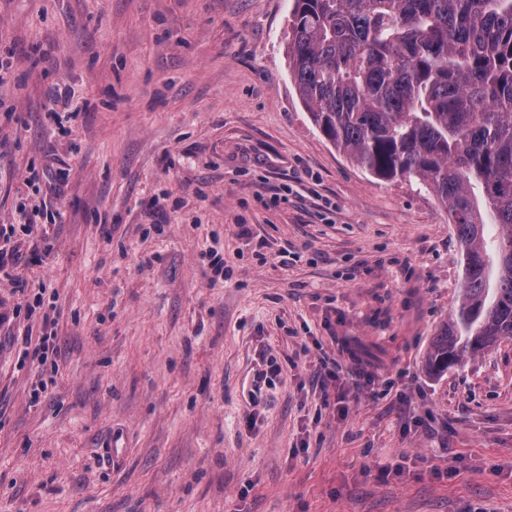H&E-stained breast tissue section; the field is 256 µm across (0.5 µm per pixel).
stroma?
<instances>
[{
	"instance_id": "obj_1",
	"label": "stroma",
	"mask_w": 512,
	"mask_h": 512,
	"mask_svg": "<svg viewBox=\"0 0 512 512\" xmlns=\"http://www.w3.org/2000/svg\"><path fill=\"white\" fill-rule=\"evenodd\" d=\"M292 8L0 0V225L57 363L0 324V512H512V339L425 371L448 209L316 129Z\"/></svg>"
}]
</instances>
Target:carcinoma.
I'll use <instances>...</instances> for the list:
<instances>
[{"label":"carcinoma","mask_w":512,"mask_h":512,"mask_svg":"<svg viewBox=\"0 0 512 512\" xmlns=\"http://www.w3.org/2000/svg\"><path fill=\"white\" fill-rule=\"evenodd\" d=\"M288 59L334 146L450 212L459 303L426 371L512 338V0H294Z\"/></svg>","instance_id":"carcinoma-1"}]
</instances>
